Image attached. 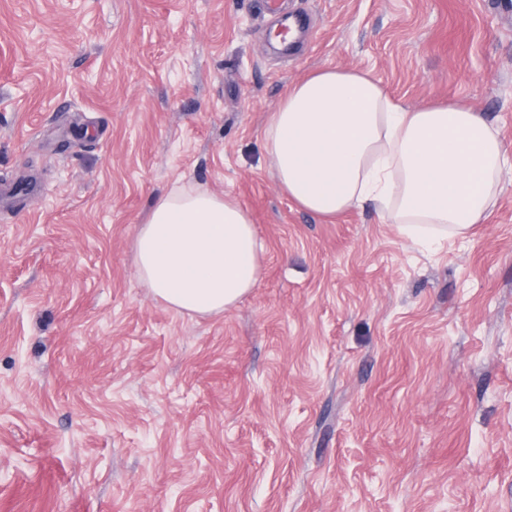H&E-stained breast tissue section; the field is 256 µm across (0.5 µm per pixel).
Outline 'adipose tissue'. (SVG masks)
I'll use <instances>...</instances> for the list:
<instances>
[{
	"label": "adipose tissue",
	"mask_w": 512,
	"mask_h": 512,
	"mask_svg": "<svg viewBox=\"0 0 512 512\" xmlns=\"http://www.w3.org/2000/svg\"><path fill=\"white\" fill-rule=\"evenodd\" d=\"M265 140L279 186L303 210L329 217L371 201L419 235L479 223L512 169V149L482 113L405 106L357 69L327 68L291 86ZM134 249L157 298L206 316L257 285L264 244L240 204L182 186L155 201Z\"/></svg>",
	"instance_id": "1"
}]
</instances>
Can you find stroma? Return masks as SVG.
<instances>
[{
    "label": "stroma",
    "instance_id": "stroma-1",
    "mask_svg": "<svg viewBox=\"0 0 512 512\" xmlns=\"http://www.w3.org/2000/svg\"><path fill=\"white\" fill-rule=\"evenodd\" d=\"M0 0V512H512V170L460 235L332 218L265 151L288 89L370 72L512 145V0ZM192 184L265 246L191 317L134 236Z\"/></svg>",
    "mask_w": 512,
    "mask_h": 512
}]
</instances>
